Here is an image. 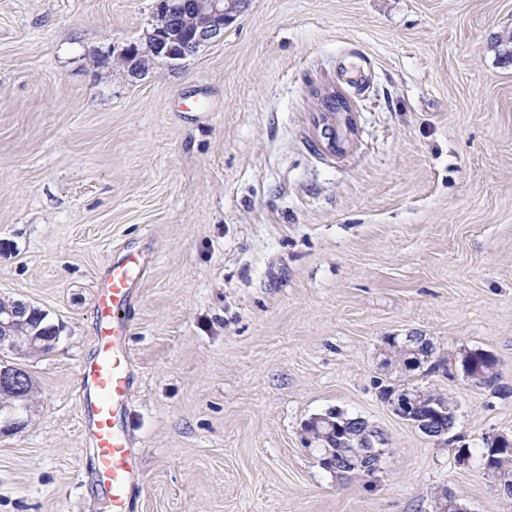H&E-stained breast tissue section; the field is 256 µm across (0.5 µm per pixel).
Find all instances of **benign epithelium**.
<instances>
[{
	"label": "benign epithelium",
	"mask_w": 512,
	"mask_h": 512,
	"mask_svg": "<svg viewBox=\"0 0 512 512\" xmlns=\"http://www.w3.org/2000/svg\"><path fill=\"white\" fill-rule=\"evenodd\" d=\"M248 0H156L150 28L146 29L136 43L129 44L119 56L130 76H146L158 61L171 68H179L194 57L200 48L224 38V29L244 11ZM340 90L327 88L319 94L321 111L317 123L323 125L327 148L333 152L343 149L345 140H333L329 130L341 122L346 132H351L353 118L351 110L344 107L336 97ZM33 306L21 302H0V350H8L17 356L44 353L53 348L58 336H45L25 318ZM400 340L407 356L397 359L387 348L382 349L380 366L397 371L412 379L425 376L432 367L434 347L427 336L408 334L388 336L386 340ZM33 383L28 372L18 364L0 358V395L9 401L0 404V433H15L26 425L24 412L28 408ZM393 413L420 434L437 442H447L448 426L455 421L456 406L448 403V396L433 392L427 397H415L404 388L389 390L385 399ZM332 411L325 415H314L304 423L302 431L307 443L321 454L325 466L333 462V448L341 429L336 425Z\"/></svg>",
	"instance_id": "7a95c632"
}]
</instances>
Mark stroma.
Listing matches in <instances>:
<instances>
[{
    "label": "stroma",
    "instance_id": "stroma-1",
    "mask_svg": "<svg viewBox=\"0 0 512 512\" xmlns=\"http://www.w3.org/2000/svg\"><path fill=\"white\" fill-rule=\"evenodd\" d=\"M153 0H0V300L59 326L21 358L0 512H110L81 412L98 285L136 258L126 314L131 512H512L393 414L385 336L430 337L421 378L481 447L512 434V0H249L222 41L141 79L117 56ZM350 99L344 153L315 92ZM498 360L492 385L460 354ZM380 432L371 474L323 469L303 422Z\"/></svg>",
    "mask_w": 512,
    "mask_h": 512
}]
</instances>
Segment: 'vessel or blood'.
I'll return each instance as SVG.
<instances>
[{"instance_id":"obj_1","label":"vessel or blood","mask_w":512,"mask_h":512,"mask_svg":"<svg viewBox=\"0 0 512 512\" xmlns=\"http://www.w3.org/2000/svg\"><path fill=\"white\" fill-rule=\"evenodd\" d=\"M141 275L137 261L115 265L97 299L100 330L92 360L80 373L83 414L93 437L97 474L108 493L112 512H129L136 466L128 427L127 401L132 375L123 311Z\"/></svg>"}]
</instances>
